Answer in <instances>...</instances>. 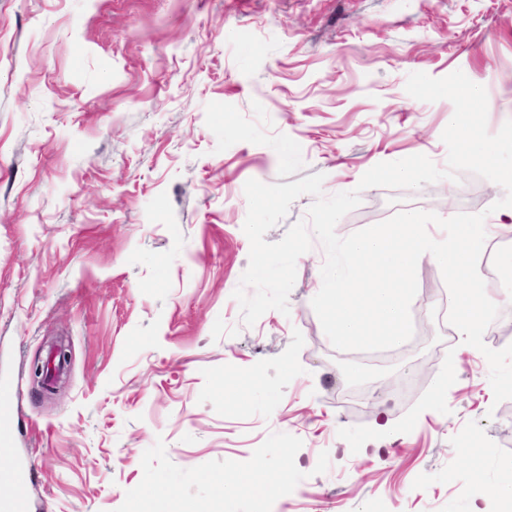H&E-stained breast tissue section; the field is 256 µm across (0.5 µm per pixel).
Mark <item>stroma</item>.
Segmentation results:
<instances>
[{"label":"stroma","mask_w":512,"mask_h":512,"mask_svg":"<svg viewBox=\"0 0 512 512\" xmlns=\"http://www.w3.org/2000/svg\"><path fill=\"white\" fill-rule=\"evenodd\" d=\"M458 69L497 132L512 0H0V381L23 391L0 485L20 457L31 512H503L512 399L438 319V266L413 341L379 352L325 335L321 243L289 314L248 327L233 297L245 182L321 173L330 196L381 162L445 167L454 106L405 84ZM360 191L338 236L505 194L468 172ZM57 343L49 397L30 369Z\"/></svg>","instance_id":"obj_1"}]
</instances>
